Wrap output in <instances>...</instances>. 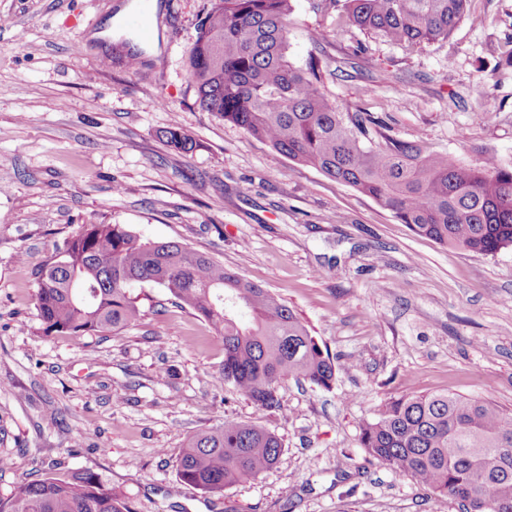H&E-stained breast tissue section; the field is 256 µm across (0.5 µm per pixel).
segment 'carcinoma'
<instances>
[{
    "label": "carcinoma",
    "instance_id": "obj_1",
    "mask_svg": "<svg viewBox=\"0 0 512 512\" xmlns=\"http://www.w3.org/2000/svg\"><path fill=\"white\" fill-rule=\"evenodd\" d=\"M385 40L414 47L445 40L468 0H329ZM291 0H212L185 65L199 105L289 159L388 207L415 233L480 255L512 246V169L493 155L461 165L422 141L386 134L380 120L342 108L322 91L315 62L288 59ZM165 142L195 143L174 122ZM62 265L36 276L35 305L48 332L75 338L136 325L131 289H162L224 336V383L258 410L283 412L294 379L329 390L339 368L292 309L267 288L177 242L141 238L124 224H88L63 241ZM369 459L457 501L463 512H512V415L448 394L401 396L361 425ZM280 436L242 421L191 436L177 457L182 482L208 494L255 480L278 462ZM0 512H131L91 472L23 479Z\"/></svg>",
    "mask_w": 512,
    "mask_h": 512
}]
</instances>
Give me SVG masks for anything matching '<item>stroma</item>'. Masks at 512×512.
<instances>
[{"instance_id": "35a3bbf8", "label": "stroma", "mask_w": 512, "mask_h": 512, "mask_svg": "<svg viewBox=\"0 0 512 512\" xmlns=\"http://www.w3.org/2000/svg\"><path fill=\"white\" fill-rule=\"evenodd\" d=\"M121 2L0 0V499L24 478L90 471L131 512H459L366 463L360 425L407 393L512 412V247L441 246L203 110L184 59L211 0H158L146 68L120 40L94 51ZM337 15L292 0L288 17L290 61L318 56L331 100L456 162L512 167V0H470L448 39L415 49ZM175 121L192 152L166 146ZM87 224L181 243L271 289L335 357V386L290 380L284 413L258 411L218 374L222 336L150 285L131 291L137 326L45 333L36 274ZM227 420L281 435L276 466L220 495L182 483L179 449Z\"/></svg>"}]
</instances>
